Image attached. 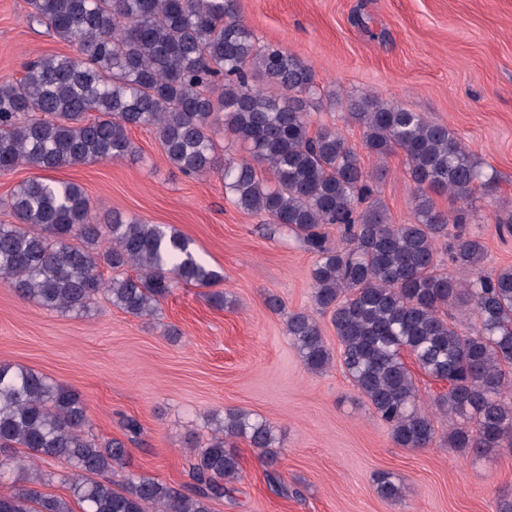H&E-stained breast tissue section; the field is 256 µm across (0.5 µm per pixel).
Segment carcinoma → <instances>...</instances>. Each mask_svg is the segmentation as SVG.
<instances>
[{"label": "carcinoma", "mask_w": 512, "mask_h": 512, "mask_svg": "<svg viewBox=\"0 0 512 512\" xmlns=\"http://www.w3.org/2000/svg\"><path fill=\"white\" fill-rule=\"evenodd\" d=\"M29 24L44 25L75 54L40 57L18 79L0 81V173L25 165L49 172L116 160L134 152L129 131L153 130L166 162L195 176L220 174L234 204L290 230L317 259L311 269L315 312L286 316V332L308 371L323 373L333 354L317 313H331L342 363L398 448H427L434 418L448 419V447L484 456L512 444V268L480 270L485 245L463 230L467 214L439 210L433 196L466 202L491 191L448 126L365 94L348 104L363 147L384 160L400 152L414 185L413 220L391 224L375 199L376 177L336 128L311 130L317 83L312 67L282 46L258 41L237 0H27ZM260 76L276 91L254 83ZM247 150L221 158L217 140ZM271 180L258 176L257 167ZM366 207H361L364 202ZM17 220L0 224V278L25 300L83 314L104 294L135 317H153L180 284L212 287L223 275L198 258L192 241L160 224L114 213L102 221L74 182L35 176L10 195ZM458 234L448 260L477 269L448 275L438 244L448 224ZM334 225L336 247L322 226ZM115 272L103 278L102 269ZM472 310L479 329L458 331L454 312ZM448 383L430 410L405 357ZM210 439L192 463L194 484L174 491L148 475L112 487L128 448L86 431L80 394L33 369L0 363V451L17 445L29 463L0 460V512H211L229 496L240 466L229 440L244 438L268 457L273 426L244 410L210 416ZM66 462L71 498L43 494L37 461ZM376 493L397 500L393 474Z\"/></svg>", "instance_id": "1"}]
</instances>
